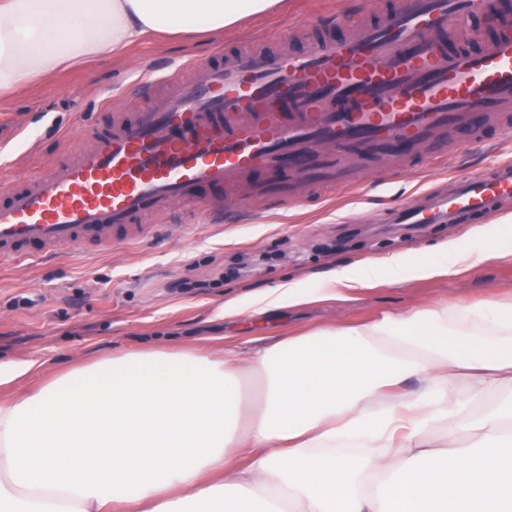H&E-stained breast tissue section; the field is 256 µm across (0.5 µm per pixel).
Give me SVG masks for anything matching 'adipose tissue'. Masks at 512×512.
I'll return each mask as SVG.
<instances>
[{
  "instance_id": "ef3b65f1",
  "label": "adipose tissue",
  "mask_w": 512,
  "mask_h": 512,
  "mask_svg": "<svg viewBox=\"0 0 512 512\" xmlns=\"http://www.w3.org/2000/svg\"><path fill=\"white\" fill-rule=\"evenodd\" d=\"M278 0H0V98ZM401 259L224 315L346 301ZM261 403L242 409L245 379ZM418 387L401 393L402 384ZM0 512H512V302L451 299L234 350L146 346L0 401Z\"/></svg>"
}]
</instances>
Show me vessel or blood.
<instances>
[{
  "label": "vessel or blood",
  "mask_w": 512,
  "mask_h": 512,
  "mask_svg": "<svg viewBox=\"0 0 512 512\" xmlns=\"http://www.w3.org/2000/svg\"><path fill=\"white\" fill-rule=\"evenodd\" d=\"M494 0H399L375 22L273 59L234 53L29 181L0 180V259L149 239L141 218L183 209L216 221L199 188L298 202L299 186L353 188L363 171L404 167L396 143L423 151L512 113V37L451 48ZM512 202V160L401 204L388 224H452Z\"/></svg>",
  "instance_id": "obj_1"
}]
</instances>
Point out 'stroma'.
<instances>
[{
  "instance_id": "1",
  "label": "stroma",
  "mask_w": 512,
  "mask_h": 512,
  "mask_svg": "<svg viewBox=\"0 0 512 512\" xmlns=\"http://www.w3.org/2000/svg\"><path fill=\"white\" fill-rule=\"evenodd\" d=\"M335 14L347 22L358 17L345 0H284L281 8L246 18L220 36L147 40L127 57H104L41 78L0 100L1 172L18 180L37 176L65 158L70 145L87 142L93 130L131 119L176 91L192 78L193 63L213 61L216 48L277 57L300 49L318 17ZM152 67L162 80L147 94L126 98L127 86ZM484 132L497 141L496 151L460 130L439 142L436 165L365 173L353 189L306 191L300 205L264 202L244 217L223 189L204 188V197L223 198L227 213L223 222L197 225L185 242L160 222L148 242L0 259V363L35 357L49 377L78 357L93 362L208 336L232 337L246 354L259 340L318 324L367 322L451 298L512 296V261L483 258L478 244L473 266L461 274L419 273L417 261L442 260V245L462 238L470 224L355 221L358 214L373 218L415 194L448 189L454 179L512 159V137L492 124ZM393 256L410 260L407 271L365 286L355 300L259 313L241 326L224 319L225 303H248L288 281L315 288L337 268Z\"/></svg>"
}]
</instances>
